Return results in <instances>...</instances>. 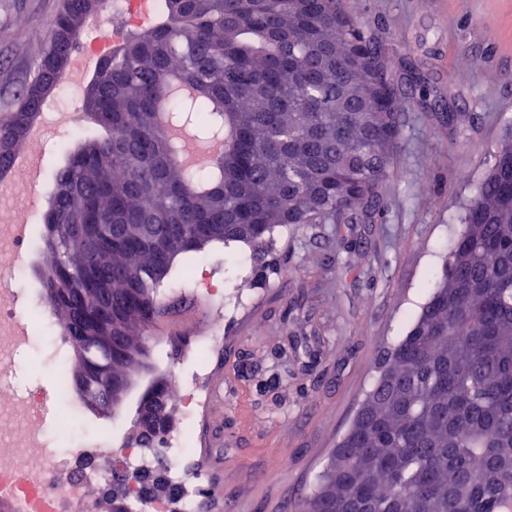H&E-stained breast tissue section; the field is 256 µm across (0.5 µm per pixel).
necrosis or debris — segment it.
I'll use <instances>...</instances> for the list:
<instances>
[{"label":"necrosis or debris","mask_w":512,"mask_h":512,"mask_svg":"<svg viewBox=\"0 0 512 512\" xmlns=\"http://www.w3.org/2000/svg\"><path fill=\"white\" fill-rule=\"evenodd\" d=\"M159 0H112V18L91 28L84 54L104 53L113 48L123 32L149 26ZM42 152L28 151L14 164L11 180L0 182V499L18 502L23 512H98L102 497L112 487V474L127 476L130 499L141 512H170L168 500L145 496L141 478L153 471L158 454L151 448L129 444L113 447L111 441L93 436L82 426L77 411L52 415L46 401L15 389L7 382L16 357L41 348L47 361L63 360L66 341H45L38 336L26 308L24 289L5 278L31 262L32 209L16 204L21 192L34 193L28 179L29 163L41 162ZM187 355L191 381L170 401L186 418H194L205 406L202 383L208 363L198 347ZM167 477L180 494L175 505L180 512H197L196 492L203 474L189 465L187 455L169 463Z\"/></svg>","instance_id":"necrosis-or-debris-1"}]
</instances>
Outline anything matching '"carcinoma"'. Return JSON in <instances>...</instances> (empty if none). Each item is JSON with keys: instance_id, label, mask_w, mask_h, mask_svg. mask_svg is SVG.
<instances>
[{"instance_id": "cac0c4a2", "label": "carcinoma", "mask_w": 512, "mask_h": 512, "mask_svg": "<svg viewBox=\"0 0 512 512\" xmlns=\"http://www.w3.org/2000/svg\"><path fill=\"white\" fill-rule=\"evenodd\" d=\"M93 0H64L40 62L0 118V177L76 49ZM218 141L187 165L159 120ZM404 101L344 0H161L113 50L36 235L40 278L73 354L71 387L108 413L112 377L146 366L177 259L242 244L263 263L288 224H360L380 207ZM408 334L305 498L303 512H512V139L461 218ZM169 401L153 377L146 391ZM163 409L143 448L167 434Z\"/></svg>"}]
</instances>
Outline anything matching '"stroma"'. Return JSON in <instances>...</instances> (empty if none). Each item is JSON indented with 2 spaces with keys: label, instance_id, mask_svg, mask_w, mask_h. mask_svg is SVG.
Instances as JSON below:
<instances>
[{
  "label": "stroma",
  "instance_id": "1",
  "mask_svg": "<svg viewBox=\"0 0 512 512\" xmlns=\"http://www.w3.org/2000/svg\"><path fill=\"white\" fill-rule=\"evenodd\" d=\"M61 0H0V114L41 58ZM405 101L401 136L371 224H292L277 229L265 266L234 265L230 250L204 255L224 282V329L205 353L204 417L175 414L170 443L199 438L206 474L200 512H301L382 357L430 295L429 284L458 236L462 209L512 137V0H346ZM454 114L447 123L445 114ZM70 133L44 144L37 199L43 220ZM204 279L170 276L160 291L174 307L150 329L154 372L184 366L178 347L205 333L213 303ZM60 365L40 350L20 356L13 380L51 393ZM137 394L117 414L85 410L88 427L121 445ZM287 468H279V461Z\"/></svg>",
  "mask_w": 512,
  "mask_h": 512
}]
</instances>
